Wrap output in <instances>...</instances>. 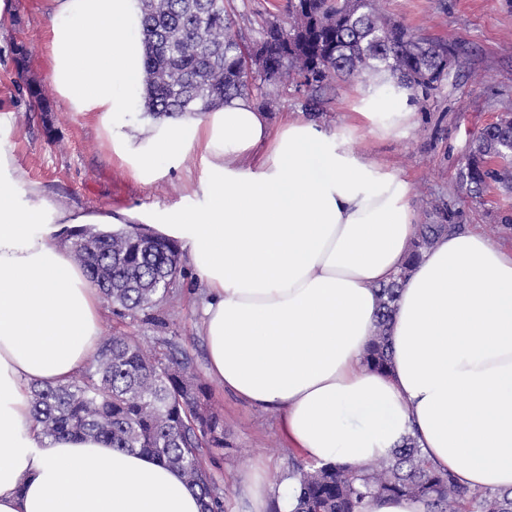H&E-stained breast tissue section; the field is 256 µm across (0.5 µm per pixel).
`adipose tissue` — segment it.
<instances>
[{
	"instance_id": "adipose-tissue-1",
	"label": "adipose tissue",
	"mask_w": 512,
	"mask_h": 512,
	"mask_svg": "<svg viewBox=\"0 0 512 512\" xmlns=\"http://www.w3.org/2000/svg\"><path fill=\"white\" fill-rule=\"evenodd\" d=\"M44 9L52 89L124 172L149 185L200 160L184 204L141 221L177 242L205 289L207 369L225 391L281 412L313 462L365 466L411 435L461 485L512 489V245L477 226L437 239L400 289L390 371L365 362L376 288L417 223L409 182L352 143L411 125V90L354 87L332 131L294 113L271 123L246 96L137 127L140 0ZM22 183L0 146V512H200L197 490L152 456L33 428L28 388L70 381L97 348L101 300L63 233L112 217Z\"/></svg>"
}]
</instances>
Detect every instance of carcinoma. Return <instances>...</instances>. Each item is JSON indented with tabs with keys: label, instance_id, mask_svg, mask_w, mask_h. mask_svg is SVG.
<instances>
[{
	"label": "carcinoma",
	"instance_id": "cac0c4a2",
	"mask_svg": "<svg viewBox=\"0 0 512 512\" xmlns=\"http://www.w3.org/2000/svg\"><path fill=\"white\" fill-rule=\"evenodd\" d=\"M146 46V111L161 117L209 112L224 100L262 92L263 84L304 89L320 110L336 79L386 74L388 88L431 90L459 54L383 16L377 0H289L288 26L266 22L255 42L254 70H244L245 38L232 30L224 0H141ZM260 83H255V77ZM459 181L474 193L491 183L512 192V113H501L472 140ZM439 222L420 224L409 257L377 289L379 311L368 364L390 367V324L403 281L445 233L458 230L455 211L435 206ZM74 259L90 284L119 310L135 316L173 296L184 275L182 252L149 244L133 230L69 235ZM192 358L175 348L147 353L131 336L107 338L80 374L65 384L30 387L33 426L48 438L90 436L121 451L146 453L182 472L196 488L202 512H224V490L206 456L224 447V428L205 399L208 386ZM295 512H362L373 497L408 498L425 512H512V491L465 487L433 468L416 440L403 438L377 469L297 463Z\"/></svg>",
	"mask_w": 512,
	"mask_h": 512
}]
</instances>
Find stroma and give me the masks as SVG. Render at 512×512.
<instances>
[{"label":"stroma","mask_w":512,"mask_h":512,"mask_svg":"<svg viewBox=\"0 0 512 512\" xmlns=\"http://www.w3.org/2000/svg\"><path fill=\"white\" fill-rule=\"evenodd\" d=\"M16 2L10 22L0 26V108L11 113L0 140L8 144L28 182L75 211L111 214L116 229L129 224L132 214L180 201L177 173L151 186L134 182L101 151L94 124L68 111L47 79L42 0ZM229 4L235 30L250 41L258 39L265 22L288 21V0ZM380 8L417 34L457 48L460 64L429 95L415 93L412 127L370 145L355 142V149L372 148L380 161L405 173L418 223L433 222L434 205L447 202L458 211L459 223L478 225L511 244L512 228H505L501 219L512 216V193L493 186L482 198H471L458 172L471 139L512 109V0H380ZM29 81L43 87V109L31 107L25 88ZM154 313L155 321L148 322L121 316L103 303L100 335L128 334L154 351L158 338L166 337L187 349L199 375H206L202 294L194 269H187L174 300L161 302ZM208 386L209 402L224 420V445L212 449L208 465L224 489V512H251L242 478L258 467L270 484L267 512H276L281 474L303 459L288 439L281 414L238 399L217 381Z\"/></svg>","instance_id":"obj_1"}]
</instances>
